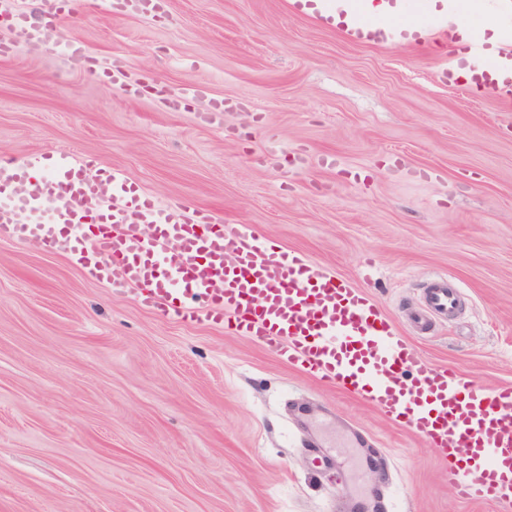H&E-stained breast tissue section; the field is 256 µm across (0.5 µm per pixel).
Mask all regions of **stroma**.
<instances>
[{
  "label": "stroma",
  "instance_id": "35a3bbf8",
  "mask_svg": "<svg viewBox=\"0 0 512 512\" xmlns=\"http://www.w3.org/2000/svg\"><path fill=\"white\" fill-rule=\"evenodd\" d=\"M2 42L0 156H90L253 225L363 288L430 362L512 384V101L445 84L452 44L358 45L288 0H79L42 43L7 21ZM439 275L461 304L423 335ZM357 481L388 512H488L366 400L0 238V512H337Z\"/></svg>",
  "mask_w": 512,
  "mask_h": 512
}]
</instances>
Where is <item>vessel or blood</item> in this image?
<instances>
[{
  "label": "vessel or blood",
  "instance_id": "vessel-or-blood-1",
  "mask_svg": "<svg viewBox=\"0 0 512 512\" xmlns=\"http://www.w3.org/2000/svg\"><path fill=\"white\" fill-rule=\"evenodd\" d=\"M288 7L360 44L452 37L471 64L463 75L444 68L443 81L512 99V13L503 0L451 7L443 0H288ZM75 10L74 0H47L12 20L36 39ZM497 20L508 36L493 51L485 29ZM0 236L74 260L141 307L226 323L229 334L366 399L442 454H462L448 468L462 498L512 501V385L488 390L430 364L364 289L256 238L248 225L143 196L120 170L56 152L0 160ZM457 300L447 278L433 280L434 311L448 313Z\"/></svg>",
  "mask_w": 512,
  "mask_h": 512
}]
</instances>
